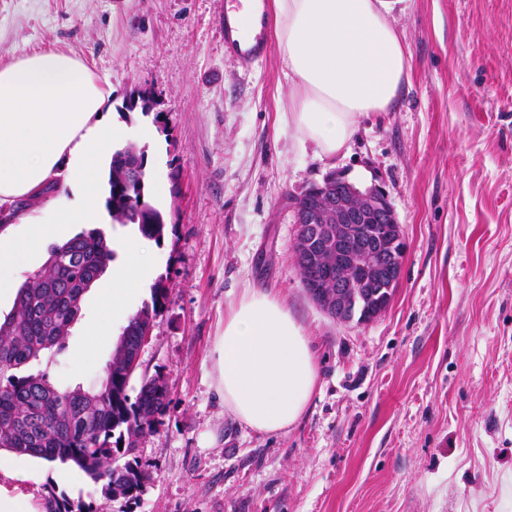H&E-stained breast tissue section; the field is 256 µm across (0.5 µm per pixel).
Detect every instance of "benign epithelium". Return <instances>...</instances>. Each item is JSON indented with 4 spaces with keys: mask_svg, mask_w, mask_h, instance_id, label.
Segmentation results:
<instances>
[{
    "mask_svg": "<svg viewBox=\"0 0 512 512\" xmlns=\"http://www.w3.org/2000/svg\"><path fill=\"white\" fill-rule=\"evenodd\" d=\"M336 183L296 205L294 251L322 269L307 293L325 314L350 322L361 312L369 322L386 310L400 278L404 233L382 187L364 192L339 173Z\"/></svg>",
    "mask_w": 512,
    "mask_h": 512,
    "instance_id": "benign-epithelium-1",
    "label": "benign epithelium"
}]
</instances>
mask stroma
Here are the masks:
<instances>
[{
	"instance_id": "stroma-1",
	"label": "stroma",
	"mask_w": 512,
	"mask_h": 512,
	"mask_svg": "<svg viewBox=\"0 0 512 512\" xmlns=\"http://www.w3.org/2000/svg\"><path fill=\"white\" fill-rule=\"evenodd\" d=\"M411 55L389 112L363 115L329 159L282 129L278 50L242 70L224 46V0H0V64L42 48L112 86V120L145 149L150 244L168 295L140 354L169 407L136 442L152 478L105 501L71 464L0 451V487L46 512L48 487L105 512H512V0H402ZM149 91L155 114L127 111ZM149 137H139L141 128ZM332 171L383 187L403 228L385 312L341 324L304 289L292 207ZM277 293L312 339L319 385L288 432H253L215 390L228 302ZM81 301L62 349L34 362L62 388L99 389L113 345Z\"/></svg>"
}]
</instances>
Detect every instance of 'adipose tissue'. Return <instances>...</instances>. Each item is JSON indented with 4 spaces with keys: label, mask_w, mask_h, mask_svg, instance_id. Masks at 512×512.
Segmentation results:
<instances>
[{
    "label": "adipose tissue",
    "mask_w": 512,
    "mask_h": 512,
    "mask_svg": "<svg viewBox=\"0 0 512 512\" xmlns=\"http://www.w3.org/2000/svg\"><path fill=\"white\" fill-rule=\"evenodd\" d=\"M397 0H244L240 17L257 24L271 10L288 82L282 122L326 157L339 154L368 112L392 111L408 75L409 52L394 23ZM112 87L59 49L0 64V207L40 195L52 182L66 206L22 216L28 233L0 230V288L15 265L37 257L69 224H105L103 171L126 129L114 126ZM148 242L119 244L112 296L86 323L92 344L109 341L110 325L128 312L130 295L150 276ZM224 407L251 430L277 435L295 426L318 384L311 339L277 295L243 288L224 312L213 348Z\"/></svg>",
    "instance_id": "1"
}]
</instances>
